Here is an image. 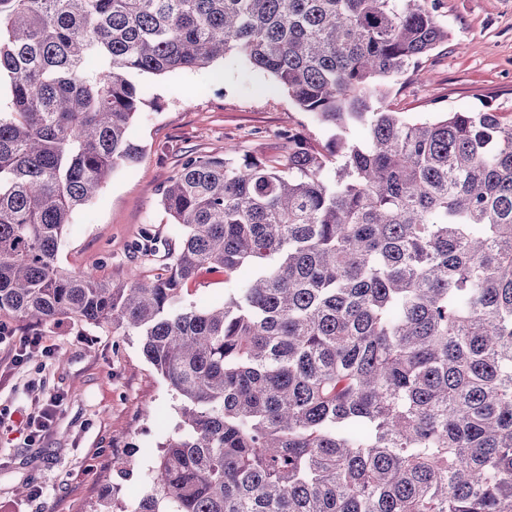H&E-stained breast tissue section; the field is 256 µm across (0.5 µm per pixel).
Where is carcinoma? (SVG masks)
<instances>
[{
    "mask_svg": "<svg viewBox=\"0 0 512 512\" xmlns=\"http://www.w3.org/2000/svg\"><path fill=\"white\" fill-rule=\"evenodd\" d=\"M438 2L0 0V313L140 337L179 422L134 512H512V122L389 102L448 41ZM227 54L339 130L334 177L289 130L263 159L187 154L153 279L62 269L65 226L141 158L135 77ZM249 275L247 269H242L236 275L226 278L224 272L202 270L197 279L185 288V299L188 303L205 307L224 301V296L231 293Z\"/></svg>",
    "mask_w": 512,
    "mask_h": 512,
    "instance_id": "cac0c4a2",
    "label": "carcinoma"
}]
</instances>
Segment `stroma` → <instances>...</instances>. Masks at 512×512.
<instances>
[{"instance_id": "1", "label": "stroma", "mask_w": 512, "mask_h": 512, "mask_svg": "<svg viewBox=\"0 0 512 512\" xmlns=\"http://www.w3.org/2000/svg\"><path fill=\"white\" fill-rule=\"evenodd\" d=\"M436 16L448 41L394 87L393 109L411 119L487 110L512 121V0H440ZM139 82L144 102L130 133L142 158L116 169L66 225L58 253L61 267L115 282L152 279L151 264L134 249L144 230L179 246L183 231L159 201L184 151L220 153L231 144L239 154L261 157L280 131L302 133L320 150L332 136L275 77L234 54ZM248 275L201 271L185 299L200 307L220 303ZM13 328L16 336L36 334L42 342L19 363L0 348V512H86L118 455L130 469L122 497L142 496L159 445L179 417L139 338L71 318ZM54 399L59 405L47 428L28 440L26 418ZM37 488L42 497H34Z\"/></svg>"}]
</instances>
